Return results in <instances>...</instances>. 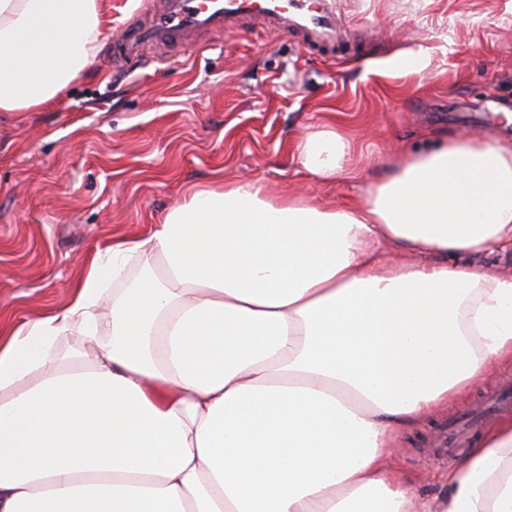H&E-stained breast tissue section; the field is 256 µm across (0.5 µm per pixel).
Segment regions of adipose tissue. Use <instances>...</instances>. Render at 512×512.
I'll use <instances>...</instances> for the list:
<instances>
[{
    "label": "adipose tissue",
    "mask_w": 512,
    "mask_h": 512,
    "mask_svg": "<svg viewBox=\"0 0 512 512\" xmlns=\"http://www.w3.org/2000/svg\"><path fill=\"white\" fill-rule=\"evenodd\" d=\"M107 0H0V112L53 104ZM320 183L349 144L297 145ZM512 141L403 152L324 207L238 179L96 251L0 334V512H512V419L412 497L395 435L512 361ZM140 273L128 280L127 266ZM79 329L77 358L55 343Z\"/></svg>",
    "instance_id": "adipose-tissue-1"
}]
</instances>
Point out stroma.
Returning <instances> with one entry per match:
<instances>
[{"instance_id":"stroma-1","label":"stroma","mask_w":512,"mask_h":512,"mask_svg":"<svg viewBox=\"0 0 512 512\" xmlns=\"http://www.w3.org/2000/svg\"><path fill=\"white\" fill-rule=\"evenodd\" d=\"M147 0H108L91 65L37 112H0V310L63 307L98 247L155 223L177 200L239 176L297 189L332 207L358 199L398 149L439 133L512 137V0H336L350 47L316 51L250 18L228 34L178 44L166 60L116 66L125 23ZM418 54L421 71L393 67ZM329 124L351 146L348 169L318 184L294 147ZM512 362L397 435L395 466L432 497L450 465L438 426L479 412L512 418Z\"/></svg>"}]
</instances>
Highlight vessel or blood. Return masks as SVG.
<instances>
[{"label":"vessel or blood","instance_id":"1","mask_svg":"<svg viewBox=\"0 0 512 512\" xmlns=\"http://www.w3.org/2000/svg\"><path fill=\"white\" fill-rule=\"evenodd\" d=\"M261 18L270 28L302 34L306 48L334 45L339 24L331 0H161L149 21H132L115 44L120 60L187 43L202 31L226 33L232 20Z\"/></svg>","mask_w":512,"mask_h":512}]
</instances>
